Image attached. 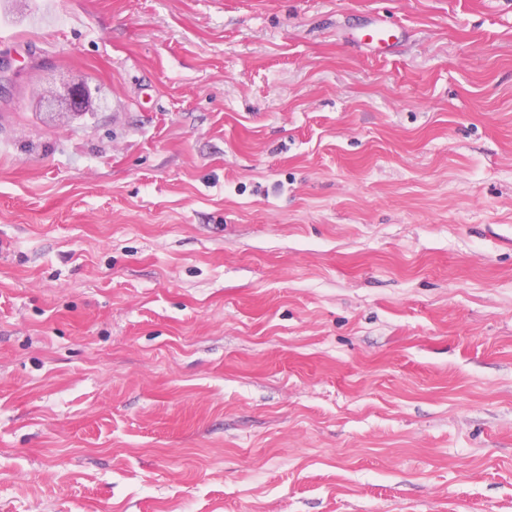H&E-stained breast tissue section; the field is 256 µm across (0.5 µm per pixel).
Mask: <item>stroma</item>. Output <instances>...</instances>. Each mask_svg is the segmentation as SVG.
Returning a JSON list of instances; mask_svg holds the SVG:
<instances>
[{
  "mask_svg": "<svg viewBox=\"0 0 512 512\" xmlns=\"http://www.w3.org/2000/svg\"><path fill=\"white\" fill-rule=\"evenodd\" d=\"M0 512H512V0H0ZM397 30L384 22L370 26L363 34V43L372 46L380 52V46H386L392 39H397ZM86 92L82 86H70L63 93L49 89L39 97V106L46 111L54 113L59 121L65 122L71 116L80 112H71L73 106L84 103Z\"/></svg>",
  "mask_w": 512,
  "mask_h": 512,
  "instance_id": "35a3bbf8",
  "label": "stroma"
}]
</instances>
